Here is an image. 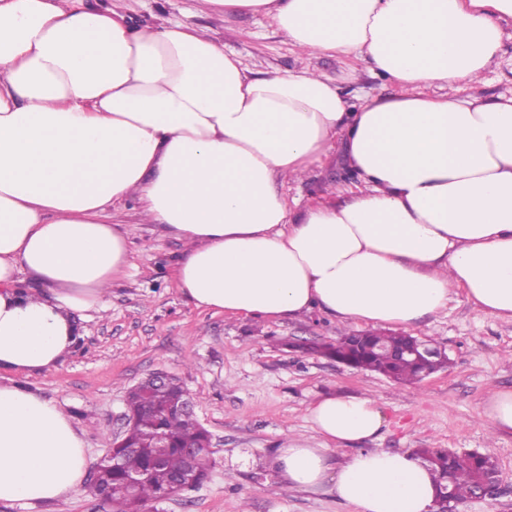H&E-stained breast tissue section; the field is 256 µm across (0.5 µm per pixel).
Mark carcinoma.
<instances>
[{
  "mask_svg": "<svg viewBox=\"0 0 512 512\" xmlns=\"http://www.w3.org/2000/svg\"><path fill=\"white\" fill-rule=\"evenodd\" d=\"M410 337L386 331L343 334L334 344L315 348L330 357L336 355L353 367L382 373L403 384L421 381L422 368L413 361L395 355ZM183 395L176 379L148 391L131 389L126 396V411L135 420L128 428L126 448H110L104 456L98 477L92 481L94 495L103 498L107 512H137L140 506L170 498L179 493L177 478L184 468L183 445L203 437L196 415L175 414L172 406ZM167 436L168 447H161L158 433ZM421 459L436 477L438 493L450 492L455 501L470 498L478 478L496 470L492 457L481 453L458 454L443 448H420ZM213 460L207 448L197 449L194 470L199 479L207 477ZM134 473L144 475L138 487L128 484Z\"/></svg>",
  "mask_w": 512,
  "mask_h": 512,
  "instance_id": "cac0c4a2",
  "label": "carcinoma"
}]
</instances>
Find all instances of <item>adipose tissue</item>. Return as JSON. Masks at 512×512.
I'll return each mask as SVG.
<instances>
[{
	"mask_svg": "<svg viewBox=\"0 0 512 512\" xmlns=\"http://www.w3.org/2000/svg\"><path fill=\"white\" fill-rule=\"evenodd\" d=\"M271 19L301 54L395 84L349 105L307 67L257 73L204 29L137 26L125 0H0V502L70 496L86 473L72 419L19 383L74 349L135 266L114 211L136 203L186 243L177 288L196 307L410 325L462 294L512 320V97H460L499 58L512 0H196ZM342 140L357 180L298 208L281 186ZM28 272L49 295L24 290ZM326 442L290 439L289 487L332 482L356 512H435L406 452L332 445L376 436V399L308 409Z\"/></svg>",
	"mask_w": 512,
	"mask_h": 512,
	"instance_id": "obj_1",
	"label": "adipose tissue"
}]
</instances>
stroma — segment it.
Returning a JSON list of instances; mask_svg holds the SVG:
<instances>
[{"mask_svg": "<svg viewBox=\"0 0 512 512\" xmlns=\"http://www.w3.org/2000/svg\"><path fill=\"white\" fill-rule=\"evenodd\" d=\"M127 5L143 23L179 20L206 29L254 70L297 67L294 49L263 18L202 13L195 0ZM506 32L502 54L478 90L487 100L512 96V27ZM352 181L336 147L323 167L283 191L305 205L327 188ZM114 220L131 231L135 269L113 284L106 310L79 321L81 336L72 354L25 380L81 431L87 470L110 448L128 389L163 369L179 377L196 400L197 418L212 435L214 466L201 486L161 504L159 512H354L331 486L293 489L277 471L276 457L287 439L306 438L322 447L307 415L310 403L328 394L377 399L384 425L364 447L490 454L502 478L500 494L458 503L453 512H512V434L497 433L478 415L490 390H512V321L485 314L460 294L418 324L395 326V333L431 341L449 358L447 367L420 383H398L289 347L293 341L331 343L343 333L364 332L363 323L344 324L317 308L271 320L195 307L174 283L183 241L145 223L132 207ZM0 512H105V506L84 486L64 499L0 503Z\"/></svg>", "mask_w": 512, "mask_h": 512, "instance_id": "35a3bbf8", "label": "stroma"}]
</instances>
